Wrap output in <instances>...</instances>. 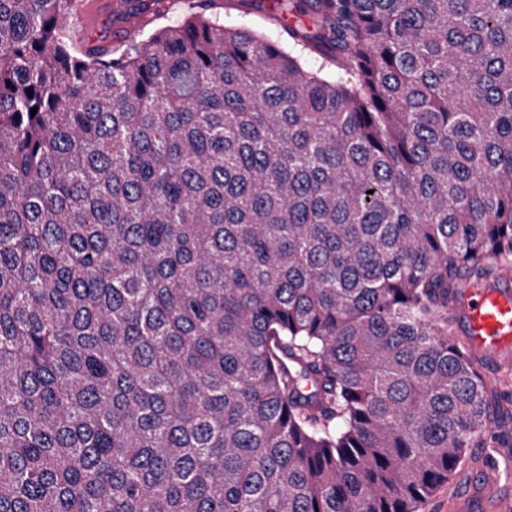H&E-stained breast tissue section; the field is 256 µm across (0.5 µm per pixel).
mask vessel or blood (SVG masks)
<instances>
[{
  "instance_id": "b4317fda",
  "label": "vessel or blood",
  "mask_w": 512,
  "mask_h": 512,
  "mask_svg": "<svg viewBox=\"0 0 512 512\" xmlns=\"http://www.w3.org/2000/svg\"><path fill=\"white\" fill-rule=\"evenodd\" d=\"M469 349L498 366L512 363V268L480 287L462 289L457 306ZM454 512H512V496L500 493L492 476L473 480L456 498Z\"/></svg>"
}]
</instances>
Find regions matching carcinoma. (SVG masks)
<instances>
[{
	"label": "carcinoma",
	"mask_w": 512,
	"mask_h": 512,
	"mask_svg": "<svg viewBox=\"0 0 512 512\" xmlns=\"http://www.w3.org/2000/svg\"><path fill=\"white\" fill-rule=\"evenodd\" d=\"M73 4L0 0V512H420L497 442L448 326L512 262V0ZM125 6V27L118 28L115 26V19L109 16L107 12L98 9L91 14L92 5L97 3L94 1L77 0L75 2L74 29L78 34L81 33L82 27L86 26L82 40L93 42L95 44H108L116 42L123 37L133 34L135 30L144 28L146 31L155 29L162 25L174 24L181 21L188 12L183 4L186 1H193L192 12L202 13L207 17H217L224 21V25H235L246 28H253L257 19L255 14L271 15L281 19L280 21L271 20L268 23L262 22L259 28L267 37L272 40H280L288 38L283 35V24H309L307 18H302L291 12L281 11L277 8V4L273 1L265 0L259 5V9L254 10L255 14L244 15L235 8L236 0H130L144 1L145 6L133 9L130 12V5L121 0Z\"/></svg>",
	"instance_id": "obj_1"
}]
</instances>
